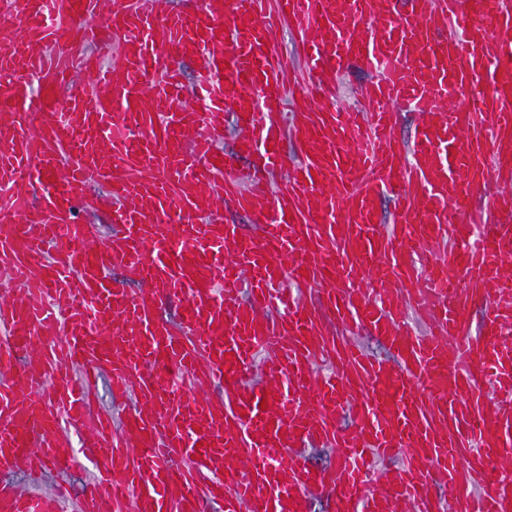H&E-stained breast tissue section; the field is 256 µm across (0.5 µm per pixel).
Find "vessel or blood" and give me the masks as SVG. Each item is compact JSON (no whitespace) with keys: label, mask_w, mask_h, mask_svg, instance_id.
<instances>
[{"label":"vessel or blood","mask_w":512,"mask_h":512,"mask_svg":"<svg viewBox=\"0 0 512 512\" xmlns=\"http://www.w3.org/2000/svg\"><path fill=\"white\" fill-rule=\"evenodd\" d=\"M0 18L18 24L0 46V474L96 467L76 499L0 484V512H307L314 493L334 512H512V0H0ZM274 20L300 38L291 89ZM352 65L372 77L339 109ZM94 185L120 247L75 218ZM37 346L43 369L19 368ZM103 376L116 421L92 410ZM202 379L223 397L187 395Z\"/></svg>","instance_id":"vessel-or-blood-1"}]
</instances>
